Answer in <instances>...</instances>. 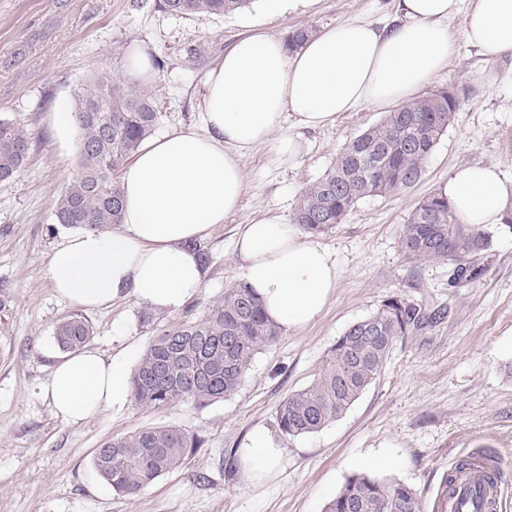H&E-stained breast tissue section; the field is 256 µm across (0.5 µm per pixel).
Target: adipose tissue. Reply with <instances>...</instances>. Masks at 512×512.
<instances>
[{"instance_id":"adipose-tissue-1","label":"adipose tissue","mask_w":512,"mask_h":512,"mask_svg":"<svg viewBox=\"0 0 512 512\" xmlns=\"http://www.w3.org/2000/svg\"><path fill=\"white\" fill-rule=\"evenodd\" d=\"M458 5L398 0L392 24L342 23L294 53L263 32L225 49L201 80L202 128L176 129L141 145L121 171L119 226L63 240L47 266L55 292L87 310L132 296L160 311H181L201 293L205 277L187 244L207 238L238 208L242 157L266 146L275 162H295L304 131L362 105L381 110L409 100L451 55L446 21ZM462 36L487 60L512 54V0H471ZM443 193L464 224H499L512 211V183L493 166L451 172ZM236 253L243 280L268 318L287 331L312 323L336 286L335 262L296 224L240 225ZM130 356L125 350L106 358L86 348L64 357L43 387L56 414L78 422L125 406ZM241 455L250 471L271 470L279 442L255 429Z\"/></svg>"}]
</instances>
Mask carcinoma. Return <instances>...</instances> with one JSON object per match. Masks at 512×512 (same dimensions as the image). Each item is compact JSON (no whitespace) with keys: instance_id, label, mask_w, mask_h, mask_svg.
I'll use <instances>...</instances> for the list:
<instances>
[{"instance_id":"obj_1","label":"carcinoma","mask_w":512,"mask_h":512,"mask_svg":"<svg viewBox=\"0 0 512 512\" xmlns=\"http://www.w3.org/2000/svg\"><path fill=\"white\" fill-rule=\"evenodd\" d=\"M252 0H154L171 16L232 14ZM313 30L288 34V50H297ZM156 88L101 72L76 95L80 130L75 173L54 201L56 223L104 233L121 223L122 190L118 171L155 131ZM467 90L444 87L416 97L385 114L352 137L331 167L300 192L292 223L312 235L342 223L361 201L400 193L414 186L447 132ZM28 152L25 133L0 119V180L12 177ZM403 253L414 261L446 262L455 284L483 278L481 262L491 233L459 223L448 198H424L400 230ZM436 319L403 297L383 301L373 314L351 324L337 340L325 367L308 387L292 392L276 408L281 437L313 434L342 417L381 374L395 345ZM93 334L89 321L73 313L60 322L54 338L62 352L84 346ZM281 328L271 322L252 288L239 281L199 316L180 319L156 334L131 379V396L144 409L158 410L190 402L205 407L234 395L255 356L276 343ZM204 440L176 426H144L113 437L95 449L93 467L117 495L133 496L159 477L181 467ZM476 467L493 484L506 471L486 455L460 460L446 479L456 492L457 476ZM324 512H421L417 492L396 480L359 473L349 476Z\"/></svg>"}]
</instances>
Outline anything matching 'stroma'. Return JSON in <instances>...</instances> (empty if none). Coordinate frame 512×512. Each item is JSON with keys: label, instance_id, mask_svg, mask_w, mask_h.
<instances>
[{"label": "stroma", "instance_id": "35a3bbf8", "mask_svg": "<svg viewBox=\"0 0 512 512\" xmlns=\"http://www.w3.org/2000/svg\"><path fill=\"white\" fill-rule=\"evenodd\" d=\"M467 9L461 0L448 20L455 53L428 88H464L468 97L419 182L363 200L342 224L317 236L339 271L322 315L257 354L227 400L157 411L131 401L69 423L41 390L61 356L55 327L72 312L46 278L51 255L70 233L56 223L53 202L74 172L50 123L57 103L75 104L97 71L124 74L125 52L138 42L150 48L156 71V135L197 127L201 78L238 39L261 30L283 40L296 28L320 32L354 19L384 25L394 18L395 0H253L237 13L187 17L159 12L150 0L140 7L133 0H0V119L17 124L29 140L19 173L0 182V512H322L346 478L360 472L413 487L422 512H438L444 482L460 459H512V228L491 226L483 279L455 287L448 264L410 261L399 242L419 200L441 191L455 169L494 166L512 182V56L491 63L461 42ZM382 116L362 106L304 132L293 164L274 163L262 147L243 157L240 207L204 240L212 261L185 314H200L241 280L238 226L290 220L300 191ZM394 295L444 317L398 343L342 418L282 441L276 470L256 476L242 466L227 474L225 453L241 448L254 428L272 429L283 397L312 383L345 329ZM85 316L90 345L105 356L129 347L143 352L155 329L177 319L132 296ZM136 355L130 365H137ZM146 425H178L204 444L137 495H117L94 471V451Z\"/></svg>", "mask_w": 512, "mask_h": 512}]
</instances>
